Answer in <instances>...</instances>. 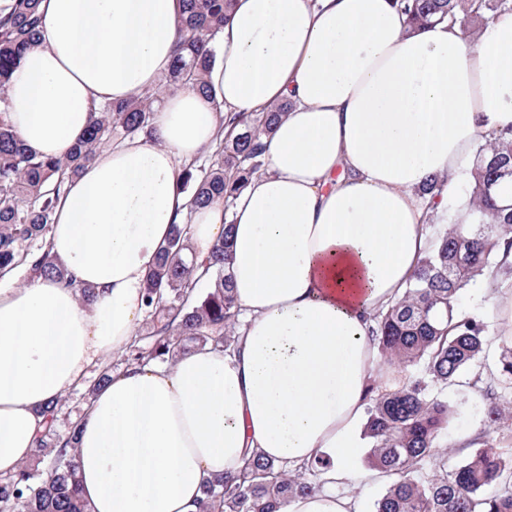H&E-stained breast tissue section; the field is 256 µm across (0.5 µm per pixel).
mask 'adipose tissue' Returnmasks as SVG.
Segmentation results:
<instances>
[{"label": "adipose tissue", "instance_id": "adipose-tissue-1", "mask_svg": "<svg viewBox=\"0 0 512 512\" xmlns=\"http://www.w3.org/2000/svg\"><path fill=\"white\" fill-rule=\"evenodd\" d=\"M180 6L41 0L8 83L26 147L61 157L92 112L156 89ZM205 81L168 91L150 136L67 181L49 248L93 302L44 277L0 286V478L32 459L41 406L130 345L158 249L185 219L198 256L232 235L238 340L132 365L95 393L75 457L89 512H199L205 482L252 451L291 467L325 454L329 479L359 480L368 389L403 383L379 374L372 317L429 248L422 186L437 179L448 199L483 136L512 127V10L473 43L445 22L410 29L395 0H235ZM286 99L233 210L190 209L185 173L224 114Z\"/></svg>", "mask_w": 512, "mask_h": 512}]
</instances>
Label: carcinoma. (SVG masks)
Instances as JSON below:
<instances>
[{
  "label": "carcinoma",
  "instance_id": "cac0c4a2",
  "mask_svg": "<svg viewBox=\"0 0 512 512\" xmlns=\"http://www.w3.org/2000/svg\"><path fill=\"white\" fill-rule=\"evenodd\" d=\"M41 0H11L0 9V276L25 267L66 288H78L88 303L92 289L77 286L49 251L55 201L67 175L92 163L114 136L152 133V101L138 97L112 102L95 113L89 128L62 158H41L24 147L9 121L8 81L16 60L36 42L42 23ZM234 0H183L172 68L166 86L204 89L212 41L228 22ZM413 28L448 20L476 34L512 0H398ZM288 103L266 112H235L225 116L229 130L207 166L187 171L192 184L190 208L215 202L229 208L250 178L264 167L266 140ZM469 224H450L435 233L430 252L419 262L402 297L375 317L373 336L384 364L407 372L424 366L422 376L391 391L374 390L365 425L370 439L368 462L391 479L373 512H512V452L497 447L491 430L512 420V345L488 373H476L469 385L488 401L487 425L470 439V459L448 470L449 443L441 442L453 422L454 410L434 388L448 387L486 352L485 323L458 312L461 290L483 271L487 286L504 280L499 266L501 240L512 247V129L486 138L472 168ZM435 180L422 189L428 197L429 220H439ZM231 229L211 253L199 260L192 253L188 225H173L161 246L145 286L149 336L145 348L134 341L127 361L164 363L187 347H232L239 310L226 264ZM207 293L189 304L198 285ZM44 430L33 458L12 477L0 480V512H87L79 497L74 463L76 423L60 426L62 400L42 410ZM431 472L420 477L426 465ZM330 462L320 458L289 472L254 452L239 475L216 477L204 485L201 512H281L298 495L322 490L320 476Z\"/></svg>",
  "mask_w": 512,
  "mask_h": 512
}]
</instances>
